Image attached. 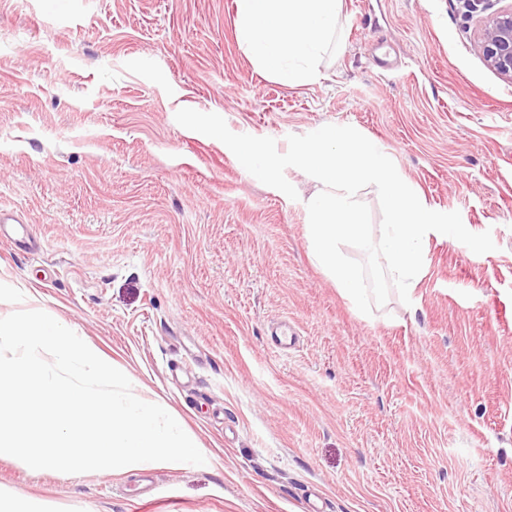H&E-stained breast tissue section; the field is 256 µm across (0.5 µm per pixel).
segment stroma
Here are the masks:
<instances>
[{
    "mask_svg": "<svg viewBox=\"0 0 512 512\" xmlns=\"http://www.w3.org/2000/svg\"><path fill=\"white\" fill-rule=\"evenodd\" d=\"M483 15L342 0L319 79L293 87L240 46L234 0H0V208L35 241L0 242L29 290L0 316L76 324L218 459H0V488L56 512H512V83L479 52ZM182 108L281 152L351 126L496 248L431 236L410 303L362 314L308 256L311 177L287 168L288 198Z\"/></svg>",
    "mask_w": 512,
    "mask_h": 512,
    "instance_id": "1",
    "label": "stroma"
}]
</instances>
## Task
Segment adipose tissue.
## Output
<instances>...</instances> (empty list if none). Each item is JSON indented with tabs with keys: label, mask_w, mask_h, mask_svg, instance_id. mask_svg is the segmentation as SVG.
Returning a JSON list of instances; mask_svg holds the SVG:
<instances>
[{
	"label": "adipose tissue",
	"mask_w": 512,
	"mask_h": 512,
	"mask_svg": "<svg viewBox=\"0 0 512 512\" xmlns=\"http://www.w3.org/2000/svg\"><path fill=\"white\" fill-rule=\"evenodd\" d=\"M341 0H235L236 32L256 67L297 86L317 79Z\"/></svg>",
	"instance_id": "ef3b65f1"
}]
</instances>
